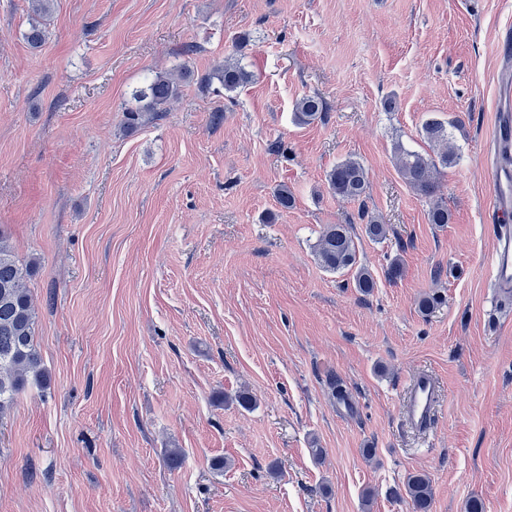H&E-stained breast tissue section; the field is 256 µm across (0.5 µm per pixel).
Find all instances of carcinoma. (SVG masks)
<instances>
[{"instance_id": "carcinoma-1", "label": "carcinoma", "mask_w": 512, "mask_h": 512, "mask_svg": "<svg viewBox=\"0 0 512 512\" xmlns=\"http://www.w3.org/2000/svg\"><path fill=\"white\" fill-rule=\"evenodd\" d=\"M50 2L31 0L33 17L30 18L25 37L35 48L44 39V21L50 14ZM193 77L194 72L186 66L177 75L155 73L147 81L145 89L136 95L138 106L127 110V124L134 126L146 118L162 117L181 95L183 85ZM216 78L224 87V92L231 93L250 82L251 74L235 59L227 58ZM324 110L322 99L306 95L295 105L294 121L299 125L310 124ZM422 133L433 143L445 144L448 141V128L437 119L426 120L422 124ZM395 158L398 171L406 183L429 199L436 194L434 172L438 166L446 167L455 162L453 152L449 150L432 156L407 150L400 145L396 147ZM327 183L332 194L361 205L358 218L364 223L367 238L374 241L386 238L387 225L363 208L368 177L362 163L351 158L339 162L329 172ZM428 221L431 224L448 223V207L438 200L432 202ZM313 251L319 264L327 271L356 269L355 285L361 292L368 293L374 288L371 273L358 265V247L352 225H325L314 243ZM33 270V265L20 263L6 230L0 226V416L13 408L28 384L42 385L47 380L36 341V310L27 286ZM404 491L412 512H430L432 489L426 475H408Z\"/></svg>"}]
</instances>
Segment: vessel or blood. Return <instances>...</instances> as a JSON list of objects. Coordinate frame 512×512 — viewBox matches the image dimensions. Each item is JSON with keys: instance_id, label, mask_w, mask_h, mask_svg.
<instances>
[{"instance_id": "obj_1", "label": "vessel or blood", "mask_w": 512, "mask_h": 512, "mask_svg": "<svg viewBox=\"0 0 512 512\" xmlns=\"http://www.w3.org/2000/svg\"><path fill=\"white\" fill-rule=\"evenodd\" d=\"M496 163L489 179L488 217L495 248L488 262L492 286L501 301L512 300V114L498 113L494 135ZM440 402L437 379L421 372L414 376L403 408L407 423L425 431L432 427Z\"/></svg>"}]
</instances>
